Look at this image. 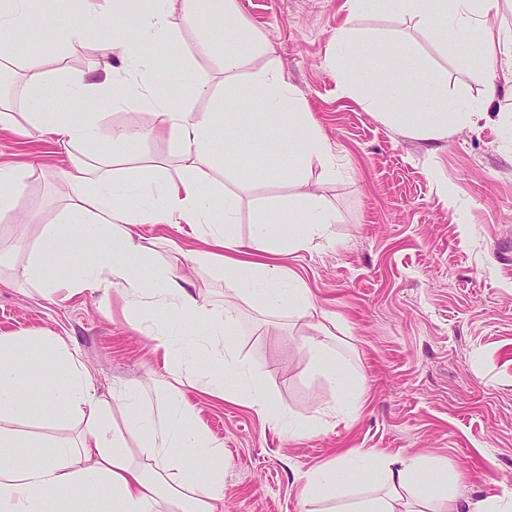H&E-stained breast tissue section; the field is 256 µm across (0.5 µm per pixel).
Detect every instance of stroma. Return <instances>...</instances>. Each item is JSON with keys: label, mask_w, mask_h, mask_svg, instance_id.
<instances>
[{"label": "stroma", "mask_w": 512, "mask_h": 512, "mask_svg": "<svg viewBox=\"0 0 512 512\" xmlns=\"http://www.w3.org/2000/svg\"><path fill=\"white\" fill-rule=\"evenodd\" d=\"M237 2L270 52L245 60L229 81L220 51L200 33L183 32L194 74L214 95L185 84L168 93L204 111L251 72L272 69L302 98L330 143L335 176L314 162L303 183L243 186L235 171L250 160L241 157L213 178L240 196L234 230L244 239L253 230L255 202L285 203L312 191L335 208V223L308 249L272 258L309 289L310 316H295L285 302L265 308L237 291L223 271L193 264L184 253L201 241L191 228L143 224L139 234L159 241L155 266H176L206 305H234L236 330L223 344L212 346L204 327L156 309L153 317L171 331V349L163 352L121 292L105 302L97 293L45 296L26 285L0 284V332L63 337L80 350L100 392L134 403L151 400L156 387L181 370L182 402L224 450V512H327L328 501L305 499V476L349 450L445 460L461 473L463 492L474 502L512 492V81H500L496 95L486 98L478 58L448 56L404 17L351 19L344 0ZM347 23L365 33L396 32L447 86L449 102L485 101L484 117L426 139L384 124L363 95L340 94L327 60L336 53L337 29ZM19 54L48 71L62 67L89 82L104 78L94 42L65 41L47 26ZM99 109L104 140L113 127L154 122L148 108L131 101L108 98ZM117 152L131 178L140 174L141 157L173 158L161 136ZM0 161L28 167L18 202L23 220L0 221V240L33 242L66 203L59 177L69 156L50 137L0 131ZM442 185L451 206L440 201ZM172 240L180 252L170 250ZM326 316L336 328L324 359L316 361L301 343ZM227 350L279 408L278 417L207 392L216 354ZM339 360L361 382V407L350 418L336 416V387L326 374ZM311 420L317 423L311 433L288 430Z\"/></svg>", "instance_id": "35a3bbf8"}]
</instances>
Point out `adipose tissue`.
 Masks as SVG:
<instances>
[{
  "label": "adipose tissue",
  "mask_w": 512,
  "mask_h": 512,
  "mask_svg": "<svg viewBox=\"0 0 512 512\" xmlns=\"http://www.w3.org/2000/svg\"><path fill=\"white\" fill-rule=\"evenodd\" d=\"M87 33L95 36L105 58H116L108 78L93 83L81 77L43 70L39 61L27 64L29 73L23 102L0 96V128L27 135L50 136L65 149L99 145L91 160L73 159L63 183L67 206L44 225L14 279L48 294L84 291L109 296L121 288L134 299L169 310L185 324L207 326L210 335H229L232 309L218 311L200 303L181 276L151 271L147 261L154 241L135 233L141 224H200L208 247L194 250V264L223 268L242 291L264 306L281 301L306 316L310 292L295 289L282 295L278 284L283 268L267 262L268 254L306 248L326 225L335 223L336 211L319 195L306 193L285 204L256 203L253 232L240 239L236 222L237 194L222 185L204 190L206 171L224 167V156L236 151L262 157L245 174L248 182L302 181L306 166L319 160L332 170L331 148L315 126L297 92L276 71L251 74L243 88L247 111L235 112L223 102L206 111L175 107L158 98L156 88L170 74L156 62L154 48L165 44L183 56L182 30L204 33L223 43L224 71L235 72L246 56L268 52L243 17L237 0H79ZM349 17L361 14L399 15L432 34L444 51L455 58L479 55L487 77V95H494L503 59L512 60V30L490 25L500 0H346ZM124 19L137 31L129 41L113 29ZM47 24L56 31L72 29L68 13H47L45 0H0V51L9 52L27 40L32 29ZM337 47L362 50L364 66H347L333 59L343 91H358L388 54H395L400 74L378 85L375 104L390 127L425 137L447 135L449 127L477 123L484 106L473 103L463 111L449 109L447 92L432 80L428 68L402 48L390 30L364 33L349 26L336 32ZM52 83L61 98H81L89 106L80 117L52 111L42 87ZM419 88L408 97L407 85ZM147 105L154 116L153 131L175 147L174 163H153L144 178L127 182L115 169L111 144H101V113L94 105L106 94ZM91 253L90 264H77L73 275L60 279L54 270L69 261L76 247ZM127 429L112 427V408L99 396L79 353L61 337L48 334H0V512H223L224 451L198 428L192 412L183 407L175 381L155 390L147 412L127 408ZM74 414L81 425L76 443L53 440L38 450L35 438L17 429L21 420L56 422ZM140 441L132 454L127 434ZM25 456H17V449ZM193 449L207 465L203 476L189 473L183 449ZM360 461V468L344 469L342 461L310 473L303 493L307 498H341L345 483L361 482L375 473L381 492L345 502L338 512H512V494L494 493L479 503L447 493L448 466L422 458H384L371 451L351 450L345 460Z\"/></svg>",
  "instance_id": "ef3b65f1"
}]
</instances>
